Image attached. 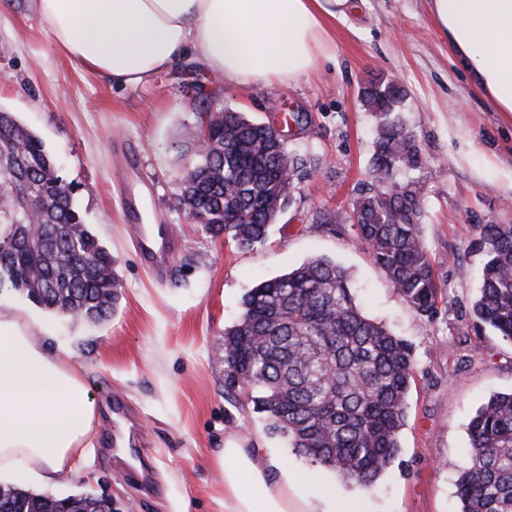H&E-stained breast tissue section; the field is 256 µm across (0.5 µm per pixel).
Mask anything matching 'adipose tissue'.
Instances as JSON below:
<instances>
[{
	"label": "adipose tissue",
	"instance_id": "1",
	"mask_svg": "<svg viewBox=\"0 0 512 512\" xmlns=\"http://www.w3.org/2000/svg\"><path fill=\"white\" fill-rule=\"evenodd\" d=\"M349 0H35L41 32L79 67L118 88L192 60L231 86L309 76L336 49ZM429 12L470 87L512 113V0H430ZM98 411L68 354L48 351L0 310V476L54 486L97 437ZM220 460L224 512H355L347 494L309 500L301 479L261 448L230 441Z\"/></svg>",
	"mask_w": 512,
	"mask_h": 512
}]
</instances>
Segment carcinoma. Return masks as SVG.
Instances as JSON below:
<instances>
[{
	"label": "carcinoma",
	"mask_w": 512,
	"mask_h": 512,
	"mask_svg": "<svg viewBox=\"0 0 512 512\" xmlns=\"http://www.w3.org/2000/svg\"><path fill=\"white\" fill-rule=\"evenodd\" d=\"M381 117L370 185L352 203L358 242L417 313L438 311L440 286L421 234L415 190L392 181L395 168L423 160L412 133L391 118L402 102L388 84L364 94ZM209 146L177 145L185 159L179 208L213 237L240 248L263 242L291 206L307 158L281 146L242 112H205ZM39 232L30 233V206ZM482 284L472 311L512 344V224H484ZM111 251L84 222L42 141L0 111V290L6 286L61 317L113 315L121 282ZM416 363L412 345L358 307L346 271L316 257L263 280L243 296L224 330L227 394L249 391L268 430L364 488L400 454ZM467 467L456 483L460 512H512V392L492 396L468 425ZM112 512L103 496H58L0 483V512Z\"/></svg>",
	"instance_id": "cac0c4a2"
}]
</instances>
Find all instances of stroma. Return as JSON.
I'll use <instances>...</instances> for the list:
<instances>
[{
  "mask_svg": "<svg viewBox=\"0 0 512 512\" xmlns=\"http://www.w3.org/2000/svg\"><path fill=\"white\" fill-rule=\"evenodd\" d=\"M335 32V55L289 85L234 88L185 61L146 85L118 89L48 44L34 0L0 11V109L44 142L86 223L117 258L123 285L115 314L97 323L64 320L20 293L0 292V309L22 314L51 350L70 354L100 405L84 465L52 493L109 496L120 512H224L216 456L234 439L290 461L308 494L319 495L329 470L270 434L244 394L227 397L222 356L224 330L249 288L327 257L345 269L363 312L412 344L416 362L400 457L370 489H358L357 512H459L468 424L492 395L512 391V344L472 312L484 259L479 229L512 224V114L469 89L428 0H355ZM388 82L402 91L399 114L424 158L394 177L422 200L421 233L442 289L431 318L403 302L349 219L352 197L369 180L379 124L362 92ZM208 108L277 125L289 150L311 160L292 206L250 250L211 237L177 206L183 163L173 146L194 136ZM296 112L308 122L287 124ZM121 139L137 145L136 163L155 192L151 208L176 237L162 276L140 264L123 186L112 177L123 163ZM116 401L150 465L149 483L135 481L113 452Z\"/></svg>",
  "mask_w": 512,
  "mask_h": 512,
  "instance_id": "1",
  "label": "stroma"
}]
</instances>
